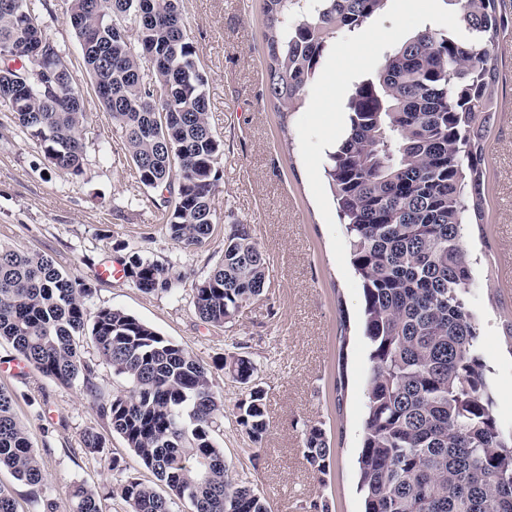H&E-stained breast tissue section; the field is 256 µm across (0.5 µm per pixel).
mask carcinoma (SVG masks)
Instances as JSON below:
<instances>
[{
	"instance_id": "obj_1",
	"label": "carcinoma",
	"mask_w": 512,
	"mask_h": 512,
	"mask_svg": "<svg viewBox=\"0 0 512 512\" xmlns=\"http://www.w3.org/2000/svg\"><path fill=\"white\" fill-rule=\"evenodd\" d=\"M80 21L71 30L91 85L134 164L156 194L167 236L183 248L212 237V197L224 143L209 122L206 78L184 33L182 0H67ZM269 98L284 118L299 108L331 41L358 33L386 0H264ZM460 32L426 26L354 85L349 127L328 154L325 173L345 224L365 299L372 351L367 417L360 452L364 512H512V435L493 415L494 398L469 309L467 227L484 218L485 142L495 117L498 59L493 46L508 22L497 0H452ZM46 17L24 0H0V53L29 67V42H51ZM0 106L42 148L61 175L83 173L84 102L77 75L54 96L33 87ZM126 279L150 293H174L190 273L131 250ZM270 287L264 253L248 224L224 237L219 261L194 284L193 310L222 326ZM92 290L39 254L0 242V341L42 376L80 380L100 416L163 483L166 493L126 477L116 494L128 512H269L247 479L235 478L214 433L224 405L213 371L248 381L247 356L213 365L119 309L88 312ZM88 337L126 382L104 395L81 358ZM236 423L253 442L267 433L264 393L237 406ZM87 453H105L95 429ZM303 455L318 474L333 461L326 432L303 433ZM32 486L44 481L40 459L0 391V468ZM68 512H102L98 491L71 487Z\"/></svg>"
}]
</instances>
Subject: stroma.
Segmentation results:
<instances>
[{
    "mask_svg": "<svg viewBox=\"0 0 512 512\" xmlns=\"http://www.w3.org/2000/svg\"><path fill=\"white\" fill-rule=\"evenodd\" d=\"M29 5L53 11L48 34L80 71L81 48L66 0ZM501 7L509 22L494 46L498 78L486 143V213L482 228H470L464 247L472 258L470 309L481 329L493 414L510 435L512 343L504 324L512 318V0H501ZM183 21L207 79L211 127L224 142L209 245L186 249L165 234L85 76L81 137L87 161L81 175L62 178L49 171L40 145L0 107V241L39 252L80 277L92 290L89 310H123L208 364L222 356L251 357L257 370L249 384L215 374L224 399V423L215 438L226 463L251 481L270 512H303L317 496L329 501L331 512H362L358 457L372 364L362 287L324 166L346 132L354 84L413 32L429 25L456 29V16L445 0H387L361 33L337 35L300 108L284 120L268 100L263 0H183ZM107 144L108 159L100 153ZM234 221L251 226L269 264L271 287L224 326L195 315L191 284L175 295L145 293L127 279L95 275L98 265L119 262L125 243L201 281L219 261L224 227ZM253 386L266 393L268 432L259 444L236 423V405ZM0 389L14 395L16 416L46 479L32 487L0 469V489L14 498L17 512H43L47 499L65 512L76 482L102 492L126 476L155 484L153 473L97 414L81 383L61 385L29 368L20 375L0 371ZM307 425L322 427L335 451L326 477H318L303 456ZM90 427L106 439L103 455L83 448L81 435Z\"/></svg>",
    "mask_w": 512,
    "mask_h": 512,
    "instance_id": "35a3bbf8",
    "label": "stroma"
}]
</instances>
